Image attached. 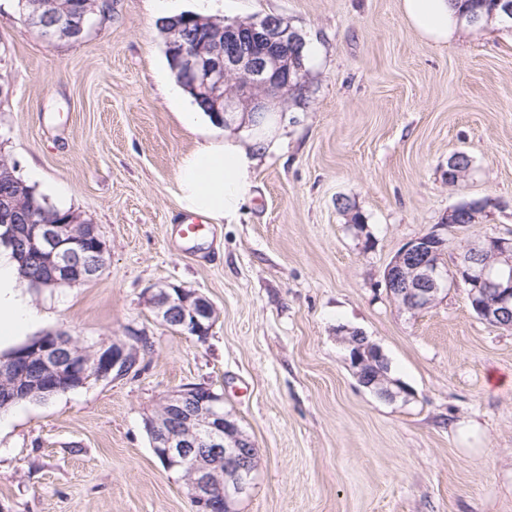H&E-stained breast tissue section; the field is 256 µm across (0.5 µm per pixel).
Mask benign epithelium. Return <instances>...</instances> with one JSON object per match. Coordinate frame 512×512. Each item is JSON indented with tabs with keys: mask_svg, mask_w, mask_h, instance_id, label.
<instances>
[{
	"mask_svg": "<svg viewBox=\"0 0 512 512\" xmlns=\"http://www.w3.org/2000/svg\"><path fill=\"white\" fill-rule=\"evenodd\" d=\"M43 10L38 26L51 38L69 39L82 28L84 16L74 15V22L51 23L53 0H38ZM291 27L277 17L266 16L246 22L224 21V46H216L208 55L194 45H173L171 49L185 67L196 91L220 106L218 115L238 114L259 118L268 112H280L289 94L300 85L290 81L288 33ZM13 205L0 204V244L14 249L15 259L37 263L42 279L60 284L79 278L94 279L96 271L82 265L79 240L73 227L82 223L71 218L66 224H16ZM448 224L408 242L390 261L384 283L390 296L411 312L423 310L439 299L452 282L467 290L476 312L488 323L512 329V236L488 237L466 246V256L457 261L454 273L442 262ZM149 303L162 322L177 327L186 335L207 339L214 324L212 303L200 293L170 284L152 293ZM65 336H39L18 355L11 357V391L4 404L19 402L44 386L75 390L92 380L127 373L137 359V347L114 342L102 346L88 366L83 356L63 350ZM348 361L357 379L363 366L370 363V351L380 347L363 333L351 332L346 339ZM395 400L407 397L406 388L387 384L383 369L375 368L367 387ZM164 414L155 422L152 448L168 470L193 464L189 494L195 512H235V505L245 495L255 470V443L240 433L235 418L224 412V399L206 385H191L166 397ZM203 443L211 456L224 459V468L201 467L192 458L196 445Z\"/></svg>",
	"mask_w": 512,
	"mask_h": 512,
	"instance_id": "benign-epithelium-1",
	"label": "benign epithelium"
}]
</instances>
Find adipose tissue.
I'll use <instances>...</instances> for the list:
<instances>
[{
  "instance_id": "ef3b65f1",
  "label": "adipose tissue",
  "mask_w": 512,
  "mask_h": 512,
  "mask_svg": "<svg viewBox=\"0 0 512 512\" xmlns=\"http://www.w3.org/2000/svg\"><path fill=\"white\" fill-rule=\"evenodd\" d=\"M412 26L431 40H447L456 17L451 0H403ZM279 113L260 118L242 137L205 144L184 156L178 166L180 205L215 220L236 217L250 196L251 174L258 158L277 144ZM21 276L10 254L0 253V344L25 332L36 310L20 292Z\"/></svg>"
}]
</instances>
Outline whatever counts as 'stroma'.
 Returning a JSON list of instances; mask_svg holds the SVG:
<instances>
[{"mask_svg":"<svg viewBox=\"0 0 512 512\" xmlns=\"http://www.w3.org/2000/svg\"><path fill=\"white\" fill-rule=\"evenodd\" d=\"M216 14L287 22L307 88L238 217L187 238L178 164L225 128L186 126V101L165 95L152 0H112L81 39L53 43L0 0V155L106 246L92 281L22 286L39 318L16 342L148 343L126 374L0 412V512H193L145 422L194 384L223 394L258 449L238 512H512V330L464 288L413 314L383 281L460 202L493 204L449 228L447 260L512 235V29L463 22L436 43L402 0H220ZM456 152L471 166L452 185ZM169 283L213 304L206 340L149 306ZM343 329L382 348L409 397L358 382Z\"/></svg>","mask_w":512,"mask_h":512,"instance_id":"stroma-1","label":"stroma"}]
</instances>
